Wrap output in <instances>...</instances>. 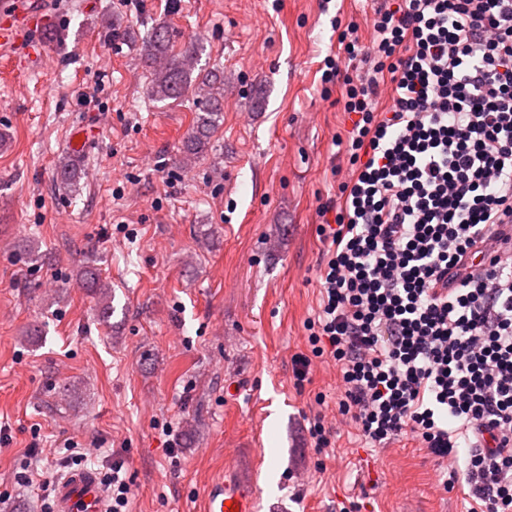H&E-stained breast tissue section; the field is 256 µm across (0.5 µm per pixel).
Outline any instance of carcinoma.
<instances>
[{
	"mask_svg": "<svg viewBox=\"0 0 512 512\" xmlns=\"http://www.w3.org/2000/svg\"><path fill=\"white\" fill-rule=\"evenodd\" d=\"M146 61L151 75V97L157 101L177 102L192 97L197 113L184 142L182 163L188 165L204 156L224 112V73L207 71L192 76L197 64L198 47L189 43L179 54L170 51L167 32L154 28L142 37ZM57 180L67 190L74 184L75 159L68 153L58 157ZM81 277L95 288L105 315L112 314L111 286L93 268H85Z\"/></svg>",
	"mask_w": 512,
	"mask_h": 512,
	"instance_id": "cac0c4a2",
	"label": "carcinoma"
}]
</instances>
